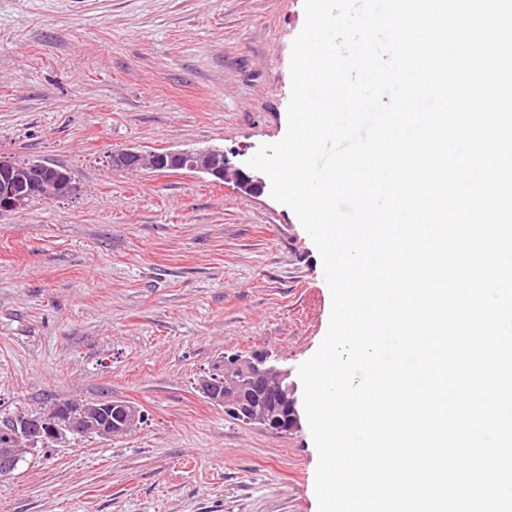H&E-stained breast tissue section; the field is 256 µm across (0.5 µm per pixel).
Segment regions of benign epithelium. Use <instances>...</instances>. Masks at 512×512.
Returning a JSON list of instances; mask_svg holds the SVG:
<instances>
[{"mask_svg":"<svg viewBox=\"0 0 512 512\" xmlns=\"http://www.w3.org/2000/svg\"><path fill=\"white\" fill-rule=\"evenodd\" d=\"M110 162L116 170L206 173L218 181L234 183L247 195L259 194L265 187L260 177L246 172L219 149L143 152L128 148L112 153ZM43 169L44 166H38V172H43ZM45 177L56 197L63 198L72 192L68 174L53 168L45 173ZM291 376V369L276 359L239 355L224 364V376L212 373L202 376L197 389L214 404L224 406V413L230 417L280 433H290L300 426L298 387ZM63 409L64 405L60 404L49 411L23 418L14 424L12 433L17 438H27L31 443L47 448L91 424L88 417L83 421L68 418ZM140 425L138 411L133 407L125 408L120 424L116 425V433H130Z\"/></svg>","mask_w":512,"mask_h":512,"instance_id":"benign-epithelium-1","label":"benign epithelium"}]
</instances>
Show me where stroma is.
Returning <instances> with one entry per match:
<instances>
[{"label":"stroma","instance_id":"stroma-1","mask_svg":"<svg viewBox=\"0 0 512 512\" xmlns=\"http://www.w3.org/2000/svg\"><path fill=\"white\" fill-rule=\"evenodd\" d=\"M304 20L303 0H0V157L73 184L0 217V419L101 396L147 417L33 449L0 512H318L308 425L246 426L195 388L225 355L316 352L315 245L270 190L110 164L281 140Z\"/></svg>","mask_w":512,"mask_h":512}]
</instances>
